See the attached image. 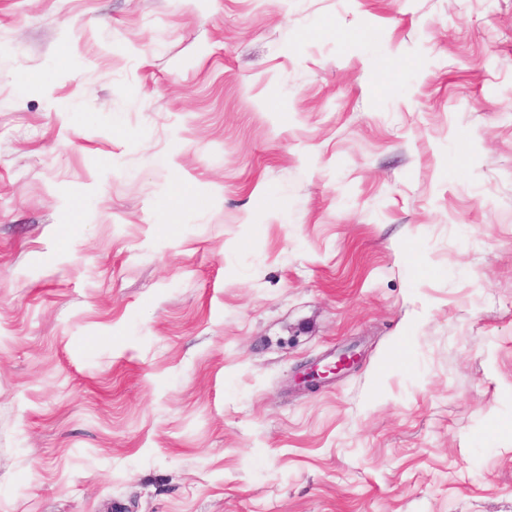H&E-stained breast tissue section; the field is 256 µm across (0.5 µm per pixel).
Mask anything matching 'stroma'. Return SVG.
<instances>
[{
    "instance_id": "obj_1",
    "label": "stroma",
    "mask_w": 512,
    "mask_h": 512,
    "mask_svg": "<svg viewBox=\"0 0 512 512\" xmlns=\"http://www.w3.org/2000/svg\"><path fill=\"white\" fill-rule=\"evenodd\" d=\"M0 512H512V0H0ZM359 357L360 355L354 352L346 351L340 354L332 363L323 365L322 367L318 364H314L304 371L299 372L295 377V382L300 388L306 391H315L329 382L332 378L331 375L338 377L351 370L358 364Z\"/></svg>"
}]
</instances>
